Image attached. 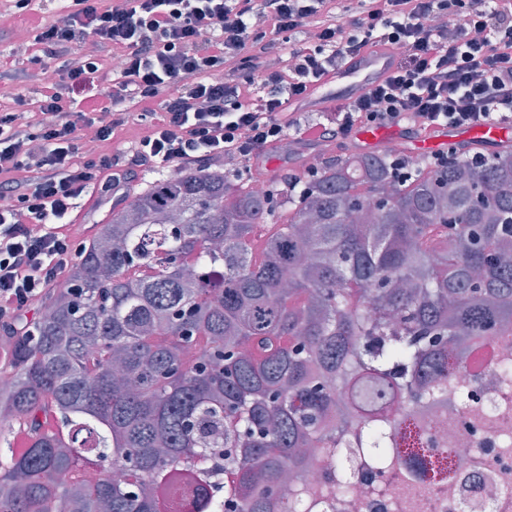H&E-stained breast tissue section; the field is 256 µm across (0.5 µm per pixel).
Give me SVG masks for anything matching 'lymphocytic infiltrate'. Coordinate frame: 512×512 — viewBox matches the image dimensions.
Returning <instances> with one entry per match:
<instances>
[{
  "mask_svg": "<svg viewBox=\"0 0 512 512\" xmlns=\"http://www.w3.org/2000/svg\"><path fill=\"white\" fill-rule=\"evenodd\" d=\"M309 26L316 41L297 39ZM37 29L40 70L54 75L35 105L41 118L0 113V332L12 336L34 301L67 282L64 218L92 187L112 197L138 168L208 157L247 171L285 140L341 143L363 126H512V0H72ZM89 39L96 54L71 65ZM375 47L403 54L382 82L337 104L332 122L291 117L288 104ZM134 99L156 106L159 122L126 156L79 160L85 131L110 140Z\"/></svg>",
  "mask_w": 512,
  "mask_h": 512,
  "instance_id": "1",
  "label": "lymphocytic infiltrate"
}]
</instances>
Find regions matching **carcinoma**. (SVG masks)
I'll return each mask as SVG.
<instances>
[{
	"instance_id": "carcinoma-1",
	"label": "carcinoma",
	"mask_w": 512,
	"mask_h": 512,
	"mask_svg": "<svg viewBox=\"0 0 512 512\" xmlns=\"http://www.w3.org/2000/svg\"><path fill=\"white\" fill-rule=\"evenodd\" d=\"M291 191L161 175L40 301L0 387V512H271L300 449L378 470L512 325V145L407 182L341 153ZM289 218L258 227L276 208ZM399 403L400 415L392 414Z\"/></svg>"
}]
</instances>
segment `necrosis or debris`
Wrapping results in <instances>:
<instances>
[{
  "label": "necrosis or debris",
  "mask_w": 512,
  "mask_h": 512,
  "mask_svg": "<svg viewBox=\"0 0 512 512\" xmlns=\"http://www.w3.org/2000/svg\"><path fill=\"white\" fill-rule=\"evenodd\" d=\"M459 376L477 390L473 407L451 403L425 411L439 452L454 457L453 474L431 486L417 484L398 458L384 473L357 476L350 495L330 497L332 461L319 456L307 468L293 469L294 486L324 494L319 512H512V385L496 378L490 364L479 376L467 370ZM490 405L508 414L505 426L491 430L477 418V409Z\"/></svg>",
  "instance_id": "necrosis-or-debris-1"
}]
</instances>
